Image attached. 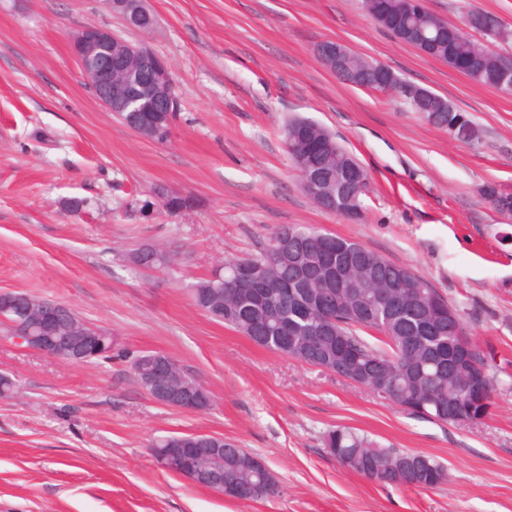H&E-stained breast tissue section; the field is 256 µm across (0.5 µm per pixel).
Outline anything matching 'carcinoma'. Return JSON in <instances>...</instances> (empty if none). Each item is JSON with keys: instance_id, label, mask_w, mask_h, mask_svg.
<instances>
[{"instance_id": "cac0c4a2", "label": "carcinoma", "mask_w": 512, "mask_h": 512, "mask_svg": "<svg viewBox=\"0 0 512 512\" xmlns=\"http://www.w3.org/2000/svg\"><path fill=\"white\" fill-rule=\"evenodd\" d=\"M404 0H364L373 10L382 6L383 26L399 37L409 30L432 38L430 56L453 69H462L472 81L498 89L499 74L507 57L487 53L479 43L461 35L431 12L409 13ZM352 67L364 70V88L377 89L374 68L352 54ZM422 118L447 126L453 138L475 144L476 124L457 110L420 111ZM176 113L122 112L119 119L136 131L151 128ZM288 154L298 172L314 171L321 180L320 193L311 200L325 211L354 214L369 188L366 171L324 127L303 119L285 128ZM287 243L277 263L267 250L256 257L224 262L210 279L191 288L194 304L216 322L224 323L255 344L301 362L324 367L384 396L414 415L453 423L482 421L488 414L493 381L485 367L482 350L459 334L464 323L457 310L433 285L409 269L391 263L352 240L324 234L307 227L283 225L272 234L269 245ZM336 263H352L356 287L339 291L336 278L325 268V257ZM265 266L264 299L258 289L234 281L244 265ZM292 282L288 299L277 294L276 285ZM334 299L331 331L321 333L322 318L314 303ZM377 333L369 342L362 332ZM328 448L342 465L369 474L380 483L397 486L435 487L448 480L443 465L415 452L386 448L349 428L338 427L324 436ZM242 485H263L262 497L278 493L276 482L262 478L252 467L249 453L233 443L224 444V477Z\"/></svg>"}]
</instances>
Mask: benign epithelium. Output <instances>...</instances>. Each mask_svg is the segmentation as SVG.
I'll use <instances>...</instances> for the list:
<instances>
[{"label":"benign epithelium","mask_w":512,"mask_h":512,"mask_svg":"<svg viewBox=\"0 0 512 512\" xmlns=\"http://www.w3.org/2000/svg\"><path fill=\"white\" fill-rule=\"evenodd\" d=\"M108 0L111 10L120 14L127 26L150 31L155 19L145 7V0ZM71 49L97 100L108 111L175 112L178 99L175 84L166 63L149 49L133 46L119 39L106 27H84L71 37ZM315 53L321 63L337 77L353 83L363 75L349 71L352 51L340 41H326ZM385 90L402 92L417 104L434 98L431 91L409 84L383 64L376 66ZM10 310L9 293H0V324L7 327L6 339L25 349L82 363L98 354L105 332L88 322L71 316L69 307L52 300L30 303L25 321L5 316ZM179 363L168 355H153L142 372L144 389L156 402L185 411L209 409L212 399L203 385L189 384L176 377ZM169 448L158 454V463L175 468L186 480L214 489L226 497L251 493L253 489L224 479V472L211 471L200 464L205 457L224 456V438L207 434L168 439Z\"/></svg>","instance_id":"1"}]
</instances>
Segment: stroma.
<instances>
[{"mask_svg": "<svg viewBox=\"0 0 512 512\" xmlns=\"http://www.w3.org/2000/svg\"><path fill=\"white\" fill-rule=\"evenodd\" d=\"M156 26H126L105 0H0V292L62 302L117 340L71 363L0 341V512H512V215L483 190L512 187V96L396 39L362 0H146ZM457 28L474 12L512 30V0H423ZM107 27L168 65L170 136L145 139L88 88L70 37ZM338 40L468 113L479 144L449 138L396 97L327 70ZM293 117L326 127L370 178L358 218L319 208L284 143ZM165 186L194 208L156 202ZM73 198L88 202L70 211ZM359 242L427 279L459 312L494 379L479 424L409 414L321 368L210 320L190 289L229 257H255L282 225ZM158 246L171 268L131 256ZM160 352L212 406L161 405L133 359ZM346 426L448 470L434 488L371 482L323 445ZM219 435L261 459L279 493L236 500L163 469L149 444Z\"/></svg>", "mask_w": 512, "mask_h": 512, "instance_id": "stroma-1", "label": "stroma"}]
</instances>
